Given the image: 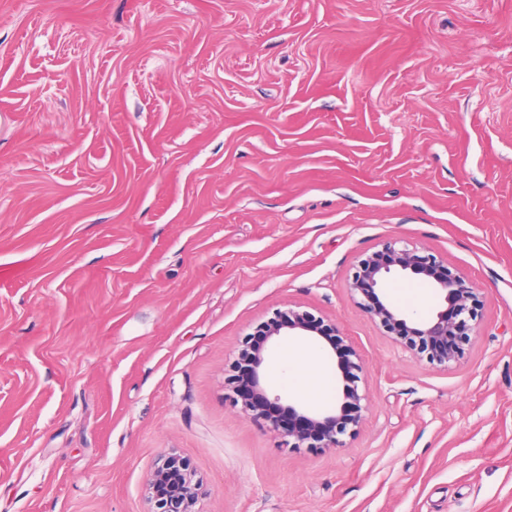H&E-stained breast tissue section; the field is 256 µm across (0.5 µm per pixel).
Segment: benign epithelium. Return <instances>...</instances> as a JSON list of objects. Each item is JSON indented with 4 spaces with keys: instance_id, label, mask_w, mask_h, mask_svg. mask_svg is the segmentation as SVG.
<instances>
[{
    "instance_id": "1",
    "label": "benign epithelium",
    "mask_w": 512,
    "mask_h": 512,
    "mask_svg": "<svg viewBox=\"0 0 512 512\" xmlns=\"http://www.w3.org/2000/svg\"><path fill=\"white\" fill-rule=\"evenodd\" d=\"M427 279L441 299L431 314L396 306L386 291L390 277ZM349 296L367 316L379 324L404 350L448 367L461 360L465 346L477 335L482 301L480 289L444 260L416 246L387 241L382 247L359 259L348 284ZM255 335L263 337L259 345L244 344L240 362L252 380L251 396H240L243 409L253 421L277 435L288 438L290 448H343L345 438L359 431L367 410V395L359 388L364 364L335 323L306 310H278L261 324ZM280 336L323 341L336 354V406L315 410L290 403L288 422L274 423L261 415L262 406L283 407L282 396L264 385L266 359L264 344ZM154 502L153 512H192L199 496V484L187 459L171 453L156 463L148 480Z\"/></svg>"
}]
</instances>
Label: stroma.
I'll use <instances>...</instances> for the list:
<instances>
[{
  "mask_svg": "<svg viewBox=\"0 0 512 512\" xmlns=\"http://www.w3.org/2000/svg\"><path fill=\"white\" fill-rule=\"evenodd\" d=\"M391 238L483 292L448 369L349 297ZM291 306L364 361L345 447L224 388ZM172 450L199 512H512V0H0V512H148Z\"/></svg>",
  "mask_w": 512,
  "mask_h": 512,
  "instance_id": "1",
  "label": "stroma"
}]
</instances>
